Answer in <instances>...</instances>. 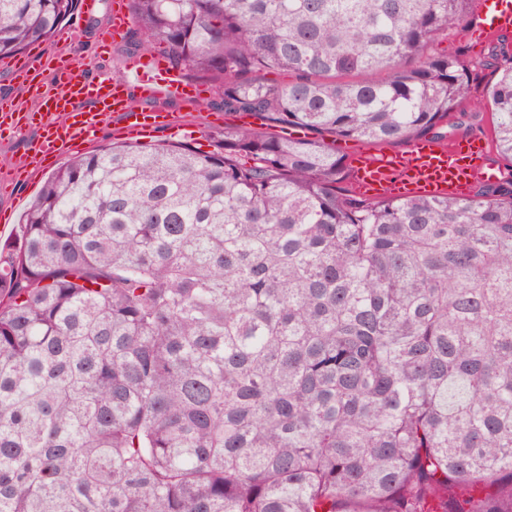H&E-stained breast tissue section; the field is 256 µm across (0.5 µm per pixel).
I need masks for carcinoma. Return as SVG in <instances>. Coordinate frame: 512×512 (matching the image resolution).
<instances>
[{
  "instance_id": "carcinoma-1",
  "label": "carcinoma",
  "mask_w": 512,
  "mask_h": 512,
  "mask_svg": "<svg viewBox=\"0 0 512 512\" xmlns=\"http://www.w3.org/2000/svg\"><path fill=\"white\" fill-rule=\"evenodd\" d=\"M471 4L127 0L261 126L78 155L0 245V512H512V181L359 199L321 139L446 137ZM74 10L0 0V58Z\"/></svg>"
}]
</instances>
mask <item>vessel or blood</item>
I'll use <instances>...</instances> for the list:
<instances>
[{
  "mask_svg": "<svg viewBox=\"0 0 512 512\" xmlns=\"http://www.w3.org/2000/svg\"><path fill=\"white\" fill-rule=\"evenodd\" d=\"M512 34V0H480L477 19L466 35L475 40ZM58 78L51 90L34 85L31 96L38 102L36 127L43 137L38 152L27 156V173L38 171L46 155L62 156L79 144L96 142L101 124L113 118L120 131L152 135L178 127L174 112L161 107L164 99H198L197 86L188 84L173 69L152 57L127 63L119 77L101 78L75 72L70 60L57 61ZM153 99V106L135 108L130 91ZM356 180L380 195L463 197L476 180L496 182L499 171L489 163L486 143L421 140L403 154L355 157Z\"/></svg>",
  "mask_w": 512,
  "mask_h": 512,
  "instance_id": "1",
  "label": "vessel or blood"
}]
</instances>
